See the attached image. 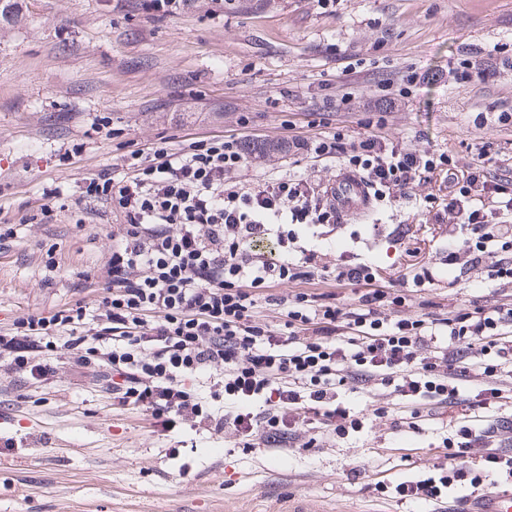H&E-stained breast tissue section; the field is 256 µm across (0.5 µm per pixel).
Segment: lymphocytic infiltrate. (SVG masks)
I'll use <instances>...</instances> for the list:
<instances>
[{"mask_svg":"<svg viewBox=\"0 0 512 512\" xmlns=\"http://www.w3.org/2000/svg\"><path fill=\"white\" fill-rule=\"evenodd\" d=\"M512 75V57L461 58L456 85L487 84ZM377 120L373 131L347 141L329 120L288 126L285 149L311 161L340 160L359 178L367 195L412 198L424 175L440 171L453 183L448 206L457 222L449 249H463L487 264L493 280H512V180L493 177L484 163L459 174L453 151L433 146L391 145ZM247 123L223 137L194 141L173 152L153 147L148 160L132 152L120 178L87 180V197L110 201L122 224L112 232L104 267L106 285L98 313L82 302L67 303L48 316H28L13 333L0 335V361L12 370L44 379L50 363H32L50 331L65 330L63 345L78 365L109 373L113 400L140 410L162 430L202 427L230 433L247 447L287 444L310 432L315 448L364 432L368 418L339 396L341 387L382 386L394 394L395 428L417 431L420 422L463 419L487 403L504 407L512 396L498 387L512 369V308L475 310L461 306L387 322L385 303L405 306L367 263L344 264L334 276L315 272L313 253L280 250L269 259L261 244L282 224H333L340 212L324 206L307 177L288 174L241 188L231 174L248 163L243 142ZM481 185L492 202L470 208L465 200ZM301 282L288 297L276 285ZM277 310L285 321L275 331L261 313ZM204 373L215 375V397L231 404L222 412L193 388ZM481 446L485 476L473 489H493L512 478V455L485 443L475 431L445 446L443 463L398 483L404 498H443L462 473L458 463Z\"/></svg>","mask_w":512,"mask_h":512,"instance_id":"1","label":"lymphocytic infiltrate"}]
</instances>
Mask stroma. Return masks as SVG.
<instances>
[{
    "instance_id": "35a3bbf8",
    "label": "stroma",
    "mask_w": 512,
    "mask_h": 512,
    "mask_svg": "<svg viewBox=\"0 0 512 512\" xmlns=\"http://www.w3.org/2000/svg\"><path fill=\"white\" fill-rule=\"evenodd\" d=\"M197 0L147 19L141 0H18L0 18V335L29 315L80 300L95 310L112 250V205L84 197L86 179L118 177L132 151L180 149L247 119L260 145L310 120L325 99L349 140L388 99L385 136L409 149H451L469 170L492 142L487 170L512 168V127L478 129L477 112L512 107V78L456 87L463 48L512 57V0ZM420 82L407 86V71ZM303 172L314 188L337 175L302 155L249 152L234 180L252 186ZM416 198L397 197L334 224L292 225L290 251L315 250L328 274L369 262L392 291L426 265L436 281L386 318L425 303L512 307V281H493L465 251L449 252L453 221L444 173ZM48 379L0 368V512H448L449 502L400 497L414 466L459 441L461 422L419 432L374 418L365 433L321 449L302 433L291 447H239L229 435H163L150 415L113 406L112 393L66 349ZM387 483L374 490L356 469Z\"/></svg>"
}]
</instances>
